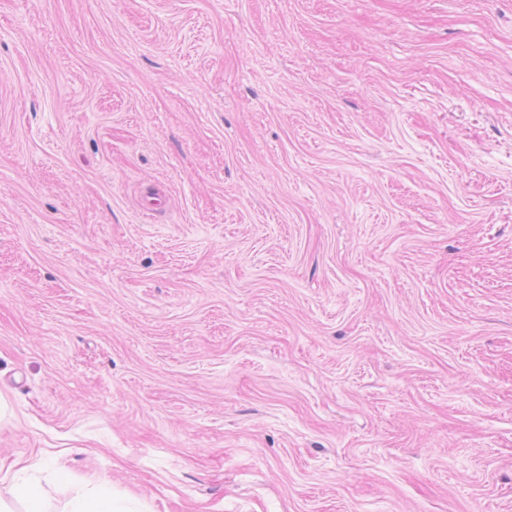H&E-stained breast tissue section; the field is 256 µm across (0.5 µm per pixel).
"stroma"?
<instances>
[{
	"label": "stroma",
	"instance_id": "35a3bbf8",
	"mask_svg": "<svg viewBox=\"0 0 512 512\" xmlns=\"http://www.w3.org/2000/svg\"><path fill=\"white\" fill-rule=\"evenodd\" d=\"M0 399L56 512H512V0H0ZM133 505L111 494L104 482L87 491H77L62 512H135Z\"/></svg>",
	"mask_w": 512,
	"mask_h": 512
}]
</instances>
